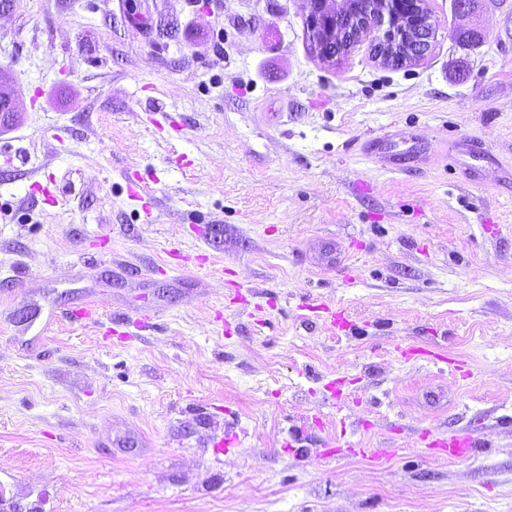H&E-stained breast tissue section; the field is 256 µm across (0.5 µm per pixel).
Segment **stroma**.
I'll return each mask as SVG.
<instances>
[{
	"label": "stroma",
	"instance_id": "35a3bbf8",
	"mask_svg": "<svg viewBox=\"0 0 512 512\" xmlns=\"http://www.w3.org/2000/svg\"><path fill=\"white\" fill-rule=\"evenodd\" d=\"M16 2L0 512H512V0H427L402 68L368 35L321 60L309 0ZM396 131L423 164L362 153ZM466 431L465 460L430 446Z\"/></svg>",
	"mask_w": 512,
	"mask_h": 512
}]
</instances>
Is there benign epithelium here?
<instances>
[{
    "instance_id": "7a95c632",
    "label": "benign epithelium",
    "mask_w": 512,
    "mask_h": 512,
    "mask_svg": "<svg viewBox=\"0 0 512 512\" xmlns=\"http://www.w3.org/2000/svg\"><path fill=\"white\" fill-rule=\"evenodd\" d=\"M344 8L345 0H309L307 33L313 50L327 61L336 59L332 51L347 52L373 32L376 59L391 65L412 63L427 54L436 33L425 0H358L356 18L341 29L336 20ZM17 112L14 92L0 93V125Z\"/></svg>"
}]
</instances>
